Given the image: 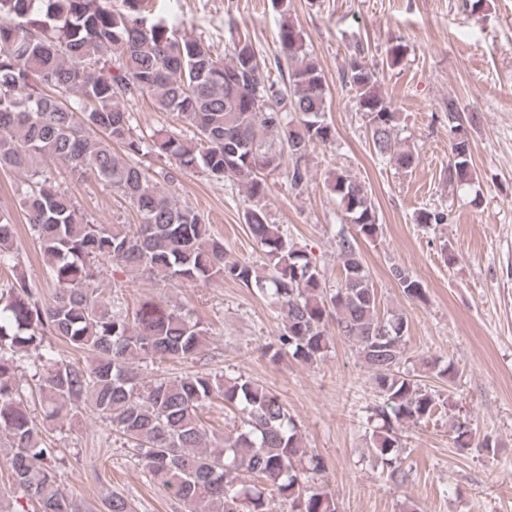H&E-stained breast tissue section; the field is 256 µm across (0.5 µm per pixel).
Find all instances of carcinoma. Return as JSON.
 Segmentation results:
<instances>
[{
    "label": "carcinoma",
    "instance_id": "1",
    "mask_svg": "<svg viewBox=\"0 0 512 512\" xmlns=\"http://www.w3.org/2000/svg\"><path fill=\"white\" fill-rule=\"evenodd\" d=\"M141 0H0V166L25 174L20 207L54 292L35 293L18 271L17 224L0 211V270L14 271L0 289V449L21 496L3 512H80L62 488L58 449L43 436L28 407L20 357L33 366L47 418L88 409L132 445L146 471L186 512H338L332 494L314 486L324 464L306 448L300 426L278 396L253 379L189 373L143 376L149 362L198 355L206 330L176 305L148 299L131 318L100 299L93 282L108 262L131 280L175 285L229 280L272 299L284 321L282 353L304 363L330 345L329 320L352 340L372 376L378 403L369 437L376 461L391 480L401 475L399 431L427 422L449 402L404 369L408 323L377 311V295L358 238H377L379 224L366 185L343 173L331 180L346 219L359 237L342 234L336 288L324 282L317 260L270 222L259 202L266 175L285 174L291 187L308 183L301 161L309 149L336 136L326 119L325 80L308 55L299 29L278 33L276 64H288V86L264 74L252 43L237 42L231 59L213 55L201 39L183 37L139 8ZM343 80L355 91L374 151L403 168L415 163L397 140L398 113L378 90L375 72L353 55ZM151 100L193 129L184 141L164 126L138 130L128 105ZM452 160L448 182L471 184L468 130L478 113L448 99ZM164 157L175 171H201L241 183L252 205L243 218L265 256L263 270L231 259L224 240L197 211L161 191L174 171H153L141 158ZM50 161L81 179L94 175L135 210V224L86 219L72 198L34 169ZM391 275L403 294L422 301L426 289L408 269ZM91 355L88 363L58 359L54 342ZM423 372L453 381L452 362L422 361ZM215 400L241 414V426L213 447L202 419ZM454 443L470 448V429L456 422Z\"/></svg>",
    "mask_w": 512,
    "mask_h": 512
}]
</instances>
